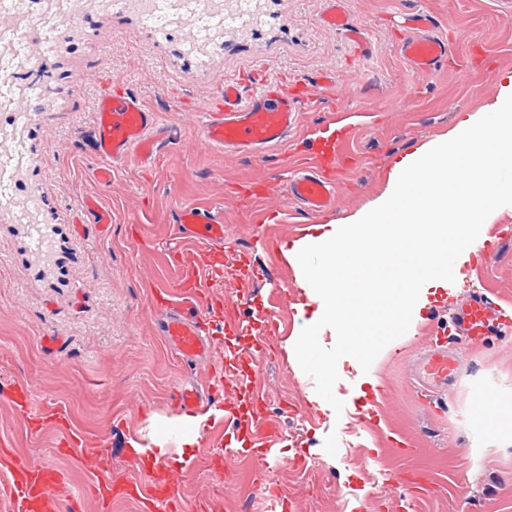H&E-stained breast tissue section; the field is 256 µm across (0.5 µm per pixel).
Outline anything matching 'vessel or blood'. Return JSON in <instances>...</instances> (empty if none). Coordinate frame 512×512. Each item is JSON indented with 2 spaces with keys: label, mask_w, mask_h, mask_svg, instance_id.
<instances>
[{
  "label": "vessel or blood",
  "mask_w": 512,
  "mask_h": 512,
  "mask_svg": "<svg viewBox=\"0 0 512 512\" xmlns=\"http://www.w3.org/2000/svg\"><path fill=\"white\" fill-rule=\"evenodd\" d=\"M325 2L327 7L321 15L324 26L356 43H364L365 30L353 21L345 0ZM407 21L414 34L402 42L401 54L414 72L436 73L448 59V41L439 33L436 19L412 13ZM334 85V78L325 75L317 81L303 79L292 86L272 81L247 94L241 82L225 83L216 96L197 108L201 143L227 153L257 154L282 146L295 134L303 107L313 106L318 91ZM155 117V112L126 87H115L100 97L91 138L101 183H110L113 171L129 161L149 164L161 148L178 144L177 129L156 131ZM289 174V196L301 208L317 213L334 206L335 153L295 157L289 164ZM177 231L182 242L175 262L178 276L160 292L158 307L165 312L160 336L168 349L184 362L193 363L209 358L214 348L201 321L202 315L223 308L218 293L223 272L203 263L199 249L205 246L214 252L223 250L224 224L211 210L184 207L177 214ZM495 314V308L482 294L474 295L467 304L457 308L455 319L465 341L477 344ZM454 350V343L437 342L424 352L417 381L429 392L441 393L456 381ZM78 461L88 473L98 476V483L85 489H71L67 475L54 465L34 466L10 448H2L0 468L7 470L9 476L0 484V496L9 499L14 512H78L87 495L103 505L116 497L136 495L152 512H179L181 508V484L167 473L164 465H156L144 485L112 479L111 459L88 439L82 442Z\"/></svg>",
  "instance_id": "obj_1"
}]
</instances>
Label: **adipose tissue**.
Instances as JSON below:
<instances>
[{"label":"adipose tissue","instance_id":"obj_1","mask_svg":"<svg viewBox=\"0 0 512 512\" xmlns=\"http://www.w3.org/2000/svg\"><path fill=\"white\" fill-rule=\"evenodd\" d=\"M512 169V73L495 100L462 113L447 135L399 159L384 193L341 220L313 226L286 257L300 271L306 317L287 358H308L322 373L336 369L325 331L386 332L417 321L438 292L461 286L471 256L500 203L495 173ZM319 264H309V256Z\"/></svg>","mask_w":512,"mask_h":512}]
</instances>
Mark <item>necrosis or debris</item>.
<instances>
[{"label": "necrosis or debris", "instance_id": "necrosis-or-debris-1", "mask_svg": "<svg viewBox=\"0 0 512 512\" xmlns=\"http://www.w3.org/2000/svg\"><path fill=\"white\" fill-rule=\"evenodd\" d=\"M0 14L9 25L0 27V135L21 129L28 114L21 102L44 90L42 82L32 81L40 59L49 58L62 37L77 38L81 16L72 9V0H0ZM193 18L195 32L187 42L188 52L213 47L225 30L256 31L264 22L257 0H236L233 12L219 8L216 0H141L145 26L161 35L178 31L184 18ZM22 148L0 154V207L7 209L13 223L29 225L33 248H41L45 231L34 206L14 208L17 196L11 171L27 164Z\"/></svg>", "mask_w": 512, "mask_h": 512}]
</instances>
